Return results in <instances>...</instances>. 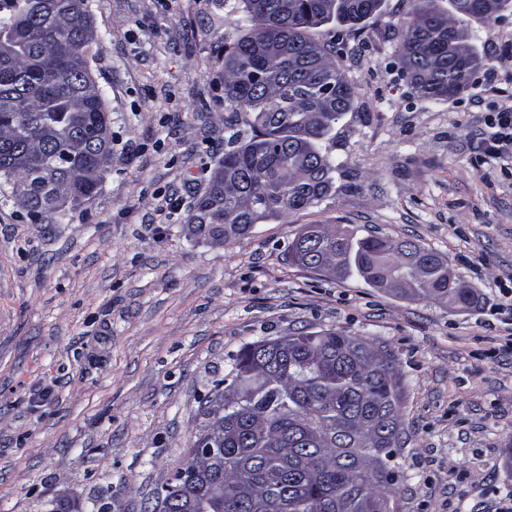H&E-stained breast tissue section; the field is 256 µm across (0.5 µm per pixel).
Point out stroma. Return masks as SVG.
<instances>
[{
  "mask_svg": "<svg viewBox=\"0 0 512 512\" xmlns=\"http://www.w3.org/2000/svg\"><path fill=\"white\" fill-rule=\"evenodd\" d=\"M112 167L68 223L0 196V512H145L186 458L201 401L253 342L336 330L402 374L398 512H512V9L470 19L492 59L446 100L414 99L382 0L338 60L356 88L336 127L354 187L230 246L189 239V198L224 154V0H89ZM308 224L410 239L478 296L451 309L293 264Z\"/></svg>",
  "mask_w": 512,
  "mask_h": 512,
  "instance_id": "obj_1",
  "label": "stroma"
}]
</instances>
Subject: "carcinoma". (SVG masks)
I'll use <instances>...</instances> for the list:
<instances>
[{
  "mask_svg": "<svg viewBox=\"0 0 512 512\" xmlns=\"http://www.w3.org/2000/svg\"><path fill=\"white\" fill-rule=\"evenodd\" d=\"M247 32L224 45V156L189 204L188 223L230 245L255 225L317 205L345 176L336 160V124L352 111L355 87L336 56L381 0H241ZM417 0L395 26L403 76L421 102L448 98L489 65L462 22L483 16L485 0H449L452 12ZM96 39L87 0H0V178L4 192L30 187L17 203L37 217L69 210L59 200H86L99 190L93 173L112 161L80 135L108 116L92 76ZM341 263L367 278L389 272L409 296L470 308L471 288L448 284L449 264L411 240L309 225L289 245ZM247 346L225 388L224 454L213 479H224L223 512H397L400 475L391 460L402 444L401 377L394 355L367 338L349 353L350 337L321 330Z\"/></svg>",
  "mask_w": 512,
  "mask_h": 512,
  "instance_id": "cac0c4a2",
  "label": "carcinoma"
}]
</instances>
